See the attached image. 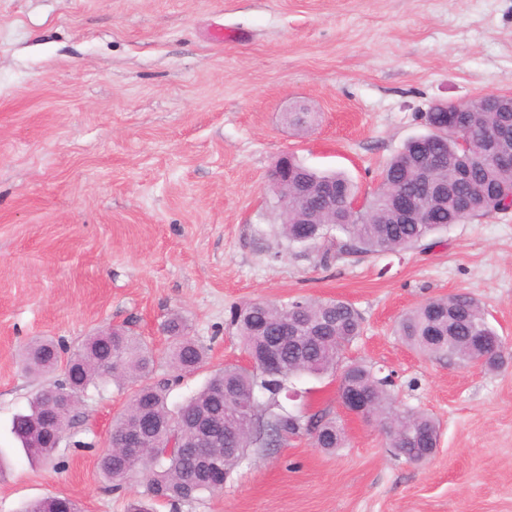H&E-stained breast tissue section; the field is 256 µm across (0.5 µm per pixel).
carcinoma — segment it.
<instances>
[{
	"label": "carcinoma",
	"mask_w": 512,
	"mask_h": 512,
	"mask_svg": "<svg viewBox=\"0 0 512 512\" xmlns=\"http://www.w3.org/2000/svg\"><path fill=\"white\" fill-rule=\"evenodd\" d=\"M482 97L467 104L475 110L467 113L465 133L479 152L466 158L471 175L465 181L455 177L461 164L457 138L449 133L429 139V134L409 140L392 156L380 173L378 189L366 200L355 215L350 204L358 195L354 183L342 173H323L312 170L298 161L288 167L289 182L318 193L323 185L336 188V210L323 206H308L288 199V215L281 219L280 232L289 243H296L298 229H304L309 243L323 245L321 262L328 263L331 250L339 255H361L374 252H395L412 248L435 232L478 214L505 209L503 202L512 189V165H488L481 161L480 151L494 138L502 125L512 124V112H483L477 109ZM426 146L430 157V177L445 182L448 194L430 189L427 178L416 168L415 159ZM400 189L419 199L424 213L432 216L431 224H411L400 219L394 210L392 192ZM479 202L477 209L464 212L461 201ZM342 237L335 238L331 231ZM289 314L307 328L336 324V331H323L317 337L298 345L286 344L282 350V366L271 373L265 370V350L279 332L280 321ZM252 367L226 366L213 373L204 387L175 410L168 407L167 395L181 376L198 370L205 360V348L189 336L186 319L171 316L163 325L167 337L169 360L174 375L152 384L142 383L155 368L152 349L125 328L112 329L110 336L96 334L87 337L77 351L68 354L63 381L69 384L76 398L91 386L113 382L127 386L131 396L127 409L113 426L117 437L127 420L144 414L156 421H177L188 430L201 422H211L218 440L212 443L213 452L223 455L222 448H250L265 444L262 427L272 420L285 433H295L288 412L279 410L281 386L304 375L322 376L336 371L344 347L362 334V318L345 301L329 299L314 301L297 298L285 305L253 302L236 310L232 319ZM398 335L410 347L431 356L456 357L461 361L476 351L478 336H495L484 310L472 296L464 293L441 296L405 314L398 324ZM453 336V341L446 337ZM60 344L50 338L30 342L22 354L25 372L49 375L60 368ZM112 359V371L103 360ZM347 383L356 387L380 417L392 447L410 462L423 461L425 452L435 447L438 437L436 424L425 414L401 409L387 389L388 378H379L373 369L362 363L347 365ZM60 384L54 381L42 386L30 402L28 411L16 414L11 433L21 443L26 456L49 462L56 449L40 448L38 443L51 438L50 428L41 424L48 410L46 391ZM310 427L323 437V447L331 450L343 442V430L336 419L326 413L310 416ZM147 453L156 461L149 472L139 462L107 452L99 461L103 474L117 482L140 472L145 476L144 497L129 504L128 512H152V503L163 500L175 507L204 492L216 490L209 481L195 480L194 459L177 448L157 445V432L144 431ZM23 512H79L68 497L50 496L33 501Z\"/></svg>",
	"instance_id": "1"
}]
</instances>
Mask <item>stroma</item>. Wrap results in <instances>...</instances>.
<instances>
[{
    "label": "stroma",
    "mask_w": 512,
    "mask_h": 512,
    "mask_svg": "<svg viewBox=\"0 0 512 512\" xmlns=\"http://www.w3.org/2000/svg\"><path fill=\"white\" fill-rule=\"evenodd\" d=\"M490 92L512 93V0H0V512L54 495L127 512L145 491L139 474L112 490L98 466L129 400L112 384L83 397L78 437L51 463L25 455L10 424L41 385L22 368L32 340L74 351L124 327L162 378V324L182 314L207 355L174 408L244 364L235 307L297 297L359 312L346 360L434 419V455L408 462L377 421L343 410L335 376H304L291 383L304 399L284 407L330 411L343 447L249 449L222 488L156 512H512V210L324 265L281 235L269 188L292 154L373 192L432 103ZM299 104L315 114L302 132L283 119ZM455 293L482 305L500 368L396 335L404 312Z\"/></svg>",
    "instance_id": "35a3bbf8"
}]
</instances>
